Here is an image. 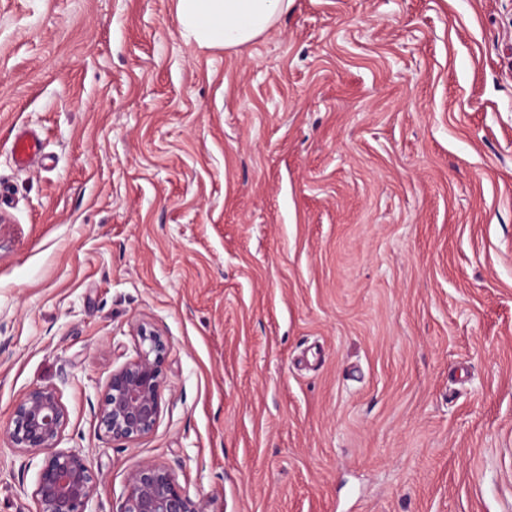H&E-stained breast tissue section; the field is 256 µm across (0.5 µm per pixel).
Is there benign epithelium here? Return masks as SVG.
Segmentation results:
<instances>
[{
	"mask_svg": "<svg viewBox=\"0 0 512 512\" xmlns=\"http://www.w3.org/2000/svg\"><path fill=\"white\" fill-rule=\"evenodd\" d=\"M137 335L136 356L112 371L96 413L99 428L125 443L151 433L161 412L165 344L158 332L144 326ZM68 423L57 389L37 386L18 399L0 432L10 447L44 455L34 491L36 512H90L99 475L82 451L58 448ZM119 512H206V504L184 491L172 467L145 464L129 473Z\"/></svg>",
	"mask_w": 512,
	"mask_h": 512,
	"instance_id": "1",
	"label": "benign epithelium"
}]
</instances>
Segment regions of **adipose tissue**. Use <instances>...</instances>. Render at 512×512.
Masks as SVG:
<instances>
[{"label": "adipose tissue", "mask_w": 512, "mask_h": 512, "mask_svg": "<svg viewBox=\"0 0 512 512\" xmlns=\"http://www.w3.org/2000/svg\"><path fill=\"white\" fill-rule=\"evenodd\" d=\"M295 0H176L184 38L204 48L248 45L270 30Z\"/></svg>", "instance_id": "adipose-tissue-1"}]
</instances>
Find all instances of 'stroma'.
<instances>
[{
    "instance_id": "1",
    "label": "stroma",
    "mask_w": 512,
    "mask_h": 512,
    "mask_svg": "<svg viewBox=\"0 0 512 512\" xmlns=\"http://www.w3.org/2000/svg\"><path fill=\"white\" fill-rule=\"evenodd\" d=\"M175 5L0 0V427L57 388L92 512L145 463L207 512H512V0H295L237 52ZM41 465L0 437V512ZM13 151L21 166H27L37 161L42 153L40 136L29 130L19 131L13 141ZM137 335L136 356L112 371L96 413L99 429L125 443L151 433L161 412L165 344L158 332L144 326Z\"/></svg>"
}]
</instances>
